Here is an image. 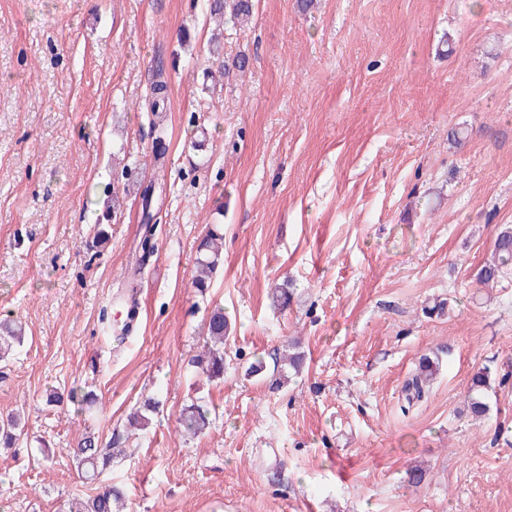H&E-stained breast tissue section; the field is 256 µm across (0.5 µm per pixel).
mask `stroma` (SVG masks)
Wrapping results in <instances>:
<instances>
[{
  "label": "stroma",
  "instance_id": "obj_1",
  "mask_svg": "<svg viewBox=\"0 0 512 512\" xmlns=\"http://www.w3.org/2000/svg\"><path fill=\"white\" fill-rule=\"evenodd\" d=\"M239 53L248 68L225 72ZM211 224L224 268L202 294ZM502 224L512 0H254L244 26L207 0H0V313L26 326L0 363V413L25 418L0 449V512L89 493L67 454L85 433L126 439L108 473L124 512H512V271L475 280ZM217 306L233 330L208 386L190 359ZM294 338L305 361L285 374ZM425 355L438 374L405 409ZM73 387L94 391L86 412L48 405ZM198 394L213 424L190 440ZM148 397L161 412L130 434ZM224 233L220 224H212L198 246L197 275L194 287L203 293L213 274L223 263ZM492 373L488 367H483L473 374L469 393V410L473 417L480 418L485 416L489 410L486 402L483 401V392L489 386Z\"/></svg>",
  "mask_w": 512,
  "mask_h": 512
}]
</instances>
